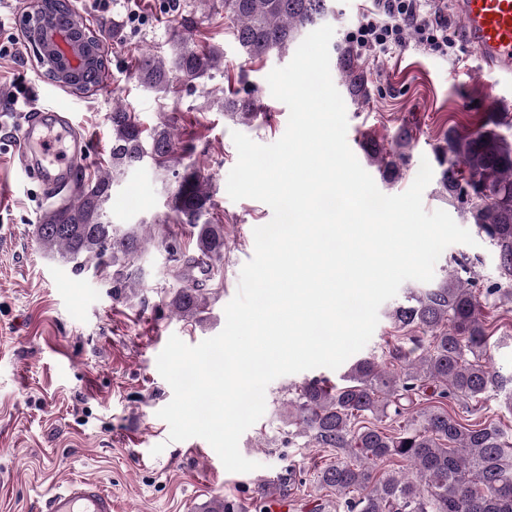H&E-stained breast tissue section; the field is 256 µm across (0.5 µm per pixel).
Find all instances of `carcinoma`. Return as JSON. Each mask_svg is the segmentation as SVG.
<instances>
[{"label":"carcinoma","instance_id":"1","mask_svg":"<svg viewBox=\"0 0 512 512\" xmlns=\"http://www.w3.org/2000/svg\"><path fill=\"white\" fill-rule=\"evenodd\" d=\"M329 10V0H224V17L245 65L273 52L287 54ZM336 66L351 100L367 99L364 55L342 44ZM222 69L224 54L217 46L178 43L169 60L154 54L136 59L133 77L167 95ZM104 77L101 58L86 69L82 83L92 90ZM222 108L244 123L262 110L256 92L245 88L224 96ZM109 121L112 171L55 189L58 203L42 212L35 236L48 255L77 270L89 262L112 269L115 290L131 294L140 286L146 245L158 242L176 262L173 273L180 282L169 292L171 311L198 320L213 299L214 282L221 280L224 225L214 217L206 182L179 171L193 145L168 119L144 129L118 100ZM361 145L385 179L399 176L408 164L409 154L384 152L366 134ZM147 161L174 178L173 217L120 229L107 212L113 185ZM436 161L448 197L498 250L503 282L479 296L472 281L446 277L393 310L400 336L382 355L354 361L339 385L313 378L292 389L282 423L293 437L336 452L335 461L317 469L314 482L336 493L346 512H512V433L492 421L459 418L446 403L494 393L504 395L512 411V376H503L487 353L490 332L482 312L484 301L498 307L512 303V141L485 124L472 132L451 129L436 147ZM173 224L189 227L193 254L170 243ZM429 383L437 404L410 414L409 406ZM387 463L405 467L381 470Z\"/></svg>","mask_w":512,"mask_h":512}]
</instances>
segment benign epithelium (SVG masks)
Listing matches in <instances>:
<instances>
[{
	"label": "benign epithelium",
	"instance_id": "1",
	"mask_svg": "<svg viewBox=\"0 0 512 512\" xmlns=\"http://www.w3.org/2000/svg\"><path fill=\"white\" fill-rule=\"evenodd\" d=\"M27 40L43 73L50 74L53 82L73 90L80 87L77 78L99 52L100 44L93 30L79 40L72 29L52 24L28 32Z\"/></svg>",
	"mask_w": 512,
	"mask_h": 512
}]
</instances>
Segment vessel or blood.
<instances>
[{
  "mask_svg": "<svg viewBox=\"0 0 512 512\" xmlns=\"http://www.w3.org/2000/svg\"><path fill=\"white\" fill-rule=\"evenodd\" d=\"M455 13L483 66L512 72V0H454ZM16 153L46 185L69 182L84 161L87 140L76 134L65 112L29 115ZM47 512H115L112 494L100 483L72 480L46 500Z\"/></svg>",
  "mask_w": 512,
  "mask_h": 512,
  "instance_id": "vessel-or-blood-1",
  "label": "vessel or blood"
}]
</instances>
